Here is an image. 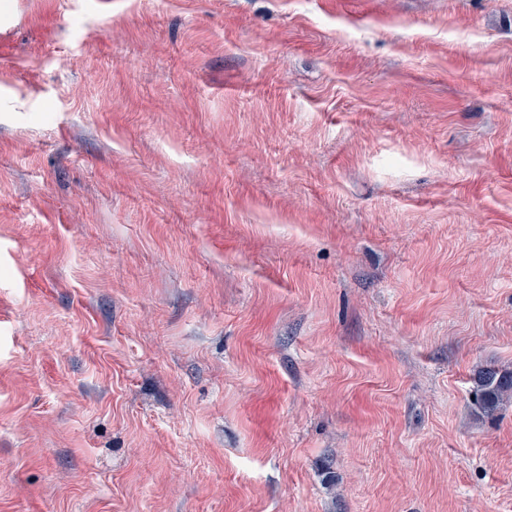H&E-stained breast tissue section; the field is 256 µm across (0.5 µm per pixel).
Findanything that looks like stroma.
I'll list each match as a JSON object with an SVG mask.
<instances>
[{
    "instance_id": "obj_1",
    "label": "stroma",
    "mask_w": 512,
    "mask_h": 512,
    "mask_svg": "<svg viewBox=\"0 0 512 512\" xmlns=\"http://www.w3.org/2000/svg\"><path fill=\"white\" fill-rule=\"evenodd\" d=\"M490 364L512 0H0V512H512ZM473 406L482 417H493L512 399V371L495 365L480 368L474 377Z\"/></svg>"
}]
</instances>
